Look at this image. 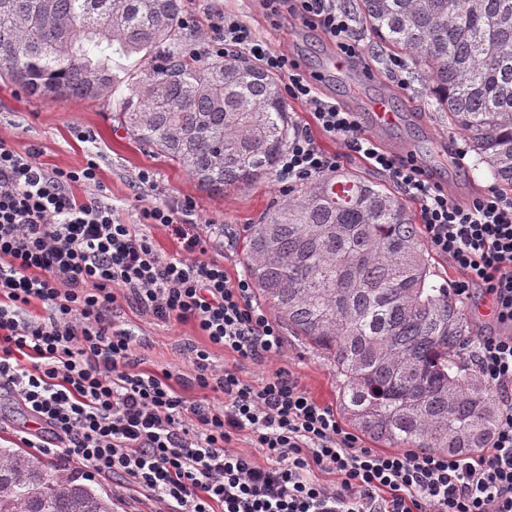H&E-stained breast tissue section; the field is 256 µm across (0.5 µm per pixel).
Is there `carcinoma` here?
Instances as JSON below:
<instances>
[{
    "label": "carcinoma",
    "mask_w": 512,
    "mask_h": 512,
    "mask_svg": "<svg viewBox=\"0 0 512 512\" xmlns=\"http://www.w3.org/2000/svg\"><path fill=\"white\" fill-rule=\"evenodd\" d=\"M0 0V78L29 94L112 92V46L144 63L117 118L209 193L275 170L294 132L275 75L243 56L199 65L181 0ZM387 55L421 74L435 111L512 189V0H348ZM247 272L264 303L329 361L341 409L384 444L469 457L495 429L494 393L469 362L471 332L400 198L337 170L250 225ZM112 491L0 445V512H116Z\"/></svg>",
    "instance_id": "cac0c4a2"
}]
</instances>
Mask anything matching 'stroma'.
I'll return each mask as SVG.
<instances>
[{
	"label": "stroma",
	"instance_id": "stroma-1",
	"mask_svg": "<svg viewBox=\"0 0 512 512\" xmlns=\"http://www.w3.org/2000/svg\"><path fill=\"white\" fill-rule=\"evenodd\" d=\"M212 6L239 16L256 32L270 37L273 45L287 52L306 73L319 76L320 93L355 112L366 136L392 154L413 153L452 199L467 201L493 185L492 176L476 154L469 152L463 135L434 112L426 84L411 80L406 87H399L386 73L387 56L369 38L360 41V58L336 66V51L326 36L298 19L273 22L261 0H194L191 9L196 24L189 31L191 38L207 31L208 9ZM126 93V83L119 82L111 96L97 100L39 98L0 79V139L20 152L38 149V162L50 169H75L87 160L96 161L102 193L115 206L116 218L126 224L138 223L142 208L193 199L200 206L203 219L224 227L223 236L211 237L205 260H223L230 276L245 274L246 227L257 223L265 211L282 200L283 184L271 176L218 195L202 192L184 169L144 149L121 127L116 114ZM380 101L397 114L396 121L383 128L373 125L368 117L373 105ZM288 110L295 127L310 128L316 145L337 156L338 168L389 184L386 173L347 153L339 141L316 128L304 102L289 100ZM85 131L95 134V143L82 140ZM144 170L155 173V187L140 185L138 174ZM112 320L135 333L139 341L137 355L145 369L167 368L189 374L188 348L206 343L193 325L161 324L127 303L114 309ZM283 335L285 349L276 359L239 361L218 349L213 360L217 365L234 368L243 381L254 386L277 371L291 372L318 403L339 409V386L329 362L291 330L285 329Z\"/></svg>",
	"mask_w": 512,
	"mask_h": 512
}]
</instances>
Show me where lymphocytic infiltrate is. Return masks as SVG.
<instances>
[{
  "instance_id": "1",
  "label": "lymphocytic infiltrate",
  "mask_w": 512,
  "mask_h": 512,
  "mask_svg": "<svg viewBox=\"0 0 512 512\" xmlns=\"http://www.w3.org/2000/svg\"><path fill=\"white\" fill-rule=\"evenodd\" d=\"M263 2L322 29L341 55L359 54L341 0ZM203 53L261 63L327 135L418 203L426 245L462 274L455 296L468 299L482 286L502 327L471 353L497 398L498 428L475 457L379 453L357 447L335 412L291 373L255 387L217 367L213 350L263 361L280 356L285 339L254 303L248 276L232 279L223 262L200 260L207 240L196 202L161 203L143 209L139 224H123L95 193V161L50 170L36 150L21 153L0 140V393L39 423L25 446L64 449L91 477L132 480L159 512H512V198L491 186L470 201L452 200L416 160L361 133L354 113L319 94L316 76L236 16L213 15ZM335 167L303 128L275 176L290 186ZM76 185L91 196L75 197ZM145 224L164 227L178 253H162ZM123 301L151 320L196 327L207 344L194 348L190 374L140 368L135 334L111 320ZM37 304L47 317L30 315ZM185 387L204 390V398L187 399ZM212 392L222 402L209 400ZM241 436L253 453L233 449Z\"/></svg>"
}]
</instances>
